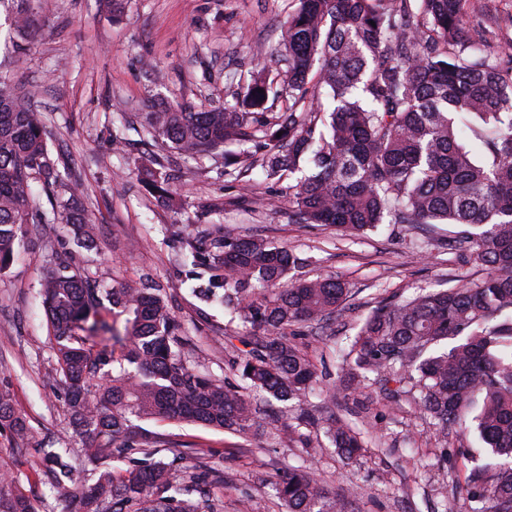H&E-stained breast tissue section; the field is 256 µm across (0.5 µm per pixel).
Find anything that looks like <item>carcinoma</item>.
Returning <instances> with one entry per match:
<instances>
[{
  "label": "carcinoma",
  "mask_w": 512,
  "mask_h": 512,
  "mask_svg": "<svg viewBox=\"0 0 512 512\" xmlns=\"http://www.w3.org/2000/svg\"><path fill=\"white\" fill-rule=\"evenodd\" d=\"M12 16L21 40L41 19L31 0ZM281 41L285 69L251 75L232 106H177L146 112L150 139L189 160L224 152V173L242 180L257 159L266 177L303 176L288 186L300 224L364 234L381 224L463 226L451 246L485 267L458 288L423 290L381 304L339 355L344 396L410 401L433 428L440 457L448 430H472L484 456L466 493L473 512H512V40L484 3L470 0H293ZM288 91V106L269 99ZM31 91L0 79V270L39 225L86 224L70 206L77 180L51 157ZM137 177L160 202H174L157 155ZM52 193L51 210L29 209L33 183ZM189 243L196 295L224 305L256 328L238 364L242 378L293 407L319 380L288 329L320 325L344 309L349 288L335 277L290 280L297 259L263 238L203 233ZM56 372L75 430L86 440L87 484L74 478L69 448H40L38 475L66 512H216L207 486L224 482L200 460L188 471L159 457L163 441L147 421L190 422L232 433L261 417L236 388L191 364L159 288L108 287L61 262L42 285ZM108 300L117 320L103 316ZM336 395L310 415L341 455L364 448L361 433L335 410ZM0 431L25 443L26 419L0 390ZM287 512H346L300 466L275 484ZM0 512H40L14 480H0Z\"/></svg>",
  "instance_id": "1"
}]
</instances>
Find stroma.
<instances>
[{
    "instance_id": "obj_1",
    "label": "stroma",
    "mask_w": 512,
    "mask_h": 512,
    "mask_svg": "<svg viewBox=\"0 0 512 512\" xmlns=\"http://www.w3.org/2000/svg\"><path fill=\"white\" fill-rule=\"evenodd\" d=\"M37 7L43 29L19 49L9 29L16 6L12 0L0 6V76L36 89L51 155L76 170L75 201L91 212L93 225L87 235L75 224L45 225L23 238L17 258L0 271V388L9 390L31 426L24 445L0 434V472L40 499V512H64L65 504L39 480V445L82 449L64 392L52 379L41 283L56 263L105 284L160 289L194 343L189 360L233 385L240 382L233 364L245 353L244 327L237 314L193 295L181 260L186 240L201 230L219 225L288 247L300 260L291 277L345 280L342 315L321 329L300 328L296 337L324 384L336 379L340 348L374 307L483 276V267L431 246L430 236L409 224L352 237L330 225L291 222L283 184L260 172L249 182L225 174L218 154L188 162L166 152L174 207L142 190L136 168L153 146L131 129L124 144L115 145L116 127L135 113L177 103L233 104L251 71L276 67L292 0H126L118 18L98 0H37ZM252 400L271 426L233 435L174 421L147 425L180 450L184 465L201 453L223 471L224 483L211 488L219 512H245L250 501L261 502L262 512H285L273 485L291 465L311 472L331 493L352 497L354 512H433L443 501L452 512H468L471 465L460 451L478 449L475 434H449L448 458L439 460L434 433L413 407L378 398L353 410L369 451L348 460L286 404L259 394Z\"/></svg>"
}]
</instances>
